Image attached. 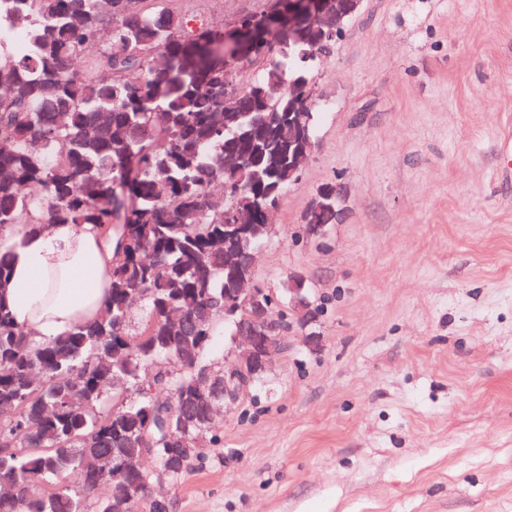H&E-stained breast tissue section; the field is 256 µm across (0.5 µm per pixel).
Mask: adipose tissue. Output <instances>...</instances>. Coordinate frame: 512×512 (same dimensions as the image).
I'll use <instances>...</instances> for the list:
<instances>
[{
  "label": "adipose tissue",
  "instance_id": "1",
  "mask_svg": "<svg viewBox=\"0 0 512 512\" xmlns=\"http://www.w3.org/2000/svg\"><path fill=\"white\" fill-rule=\"evenodd\" d=\"M11 255L13 321L39 338L94 320L110 294L113 253L102 226L55 224L44 234L18 226L0 234Z\"/></svg>",
  "mask_w": 512,
  "mask_h": 512
}]
</instances>
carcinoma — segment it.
I'll return each instance as SVG.
<instances>
[{
  "label": "carcinoma",
  "instance_id": "1",
  "mask_svg": "<svg viewBox=\"0 0 512 512\" xmlns=\"http://www.w3.org/2000/svg\"><path fill=\"white\" fill-rule=\"evenodd\" d=\"M175 0H0V232L23 224H100L116 236L111 293L99 317L54 339L14 324L11 257L0 252V512H132L146 500L138 463L148 436L168 467L172 425L180 478L216 442L224 367L208 359L224 326V225L261 224L296 181L288 152L315 143V116L288 120L299 53L324 52L305 29L190 26ZM257 75L224 83V43L243 30ZM234 193H213L214 181ZM142 312L133 320V289ZM183 359L170 371V360ZM108 497L89 508L97 481Z\"/></svg>",
  "mask_w": 512,
  "mask_h": 512
}]
</instances>
